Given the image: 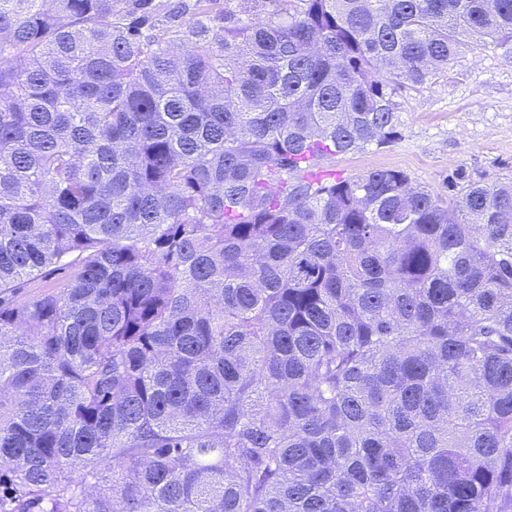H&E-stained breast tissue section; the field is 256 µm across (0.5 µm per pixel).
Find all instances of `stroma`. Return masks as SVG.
Wrapping results in <instances>:
<instances>
[{"label": "stroma", "instance_id": "1", "mask_svg": "<svg viewBox=\"0 0 512 512\" xmlns=\"http://www.w3.org/2000/svg\"><path fill=\"white\" fill-rule=\"evenodd\" d=\"M398 140L380 151L337 157L336 171L406 172L413 183L447 194L446 179L465 167L474 179H512V51L464 46L448 78L427 89L401 90Z\"/></svg>", "mask_w": 512, "mask_h": 512}]
</instances>
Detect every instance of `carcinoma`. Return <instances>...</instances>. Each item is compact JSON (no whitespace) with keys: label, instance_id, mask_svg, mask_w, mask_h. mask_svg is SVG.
<instances>
[{"label":"carcinoma","instance_id":"cac0c4a2","mask_svg":"<svg viewBox=\"0 0 512 512\" xmlns=\"http://www.w3.org/2000/svg\"><path fill=\"white\" fill-rule=\"evenodd\" d=\"M274 2L0 0V512H512V181L316 177L512 0ZM70 269L60 264L59 268L47 269L40 276L23 282L17 289L18 295L32 297L46 292L56 291L69 278Z\"/></svg>","mask_w":512,"mask_h":512}]
</instances>
